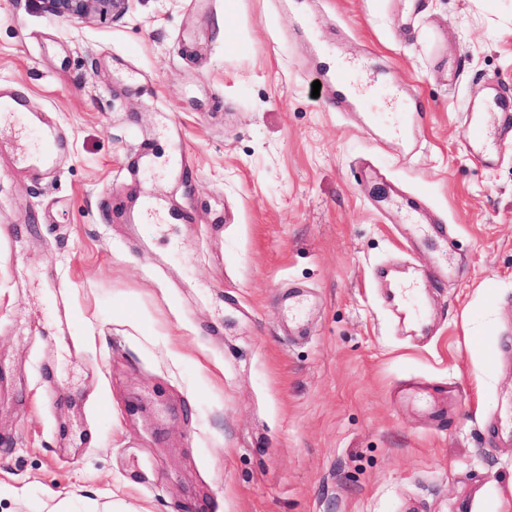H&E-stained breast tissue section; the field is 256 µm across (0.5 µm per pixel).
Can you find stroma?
<instances>
[{
    "label": "stroma",
    "instance_id": "1",
    "mask_svg": "<svg viewBox=\"0 0 512 512\" xmlns=\"http://www.w3.org/2000/svg\"><path fill=\"white\" fill-rule=\"evenodd\" d=\"M0 82V512H512V0H0ZM129 0H42L44 10L58 18L78 20L92 13L112 15V9H125ZM359 66L358 61H344L336 59L332 60L328 63V67L326 68L328 80L330 86L327 90L326 96L330 101H334L337 99H343L346 94L349 93L351 87L359 88L358 85L354 83V74ZM493 106L497 107L499 113V127L495 131V126L488 124L486 120V112H482L476 116L477 112L473 113L472 119L468 124V132L466 137V144L469 151L480 157L486 163H492L497 157L494 151V140L500 136L501 125L511 126L512 116L510 105L498 98H494ZM364 121L373 126L381 138H404L407 135L405 128L379 114L366 113ZM62 143L58 139L57 132L48 127L44 131L40 145L25 161L30 169L47 171L53 168L57 162V153L61 150Z\"/></svg>",
    "mask_w": 512,
    "mask_h": 512
}]
</instances>
